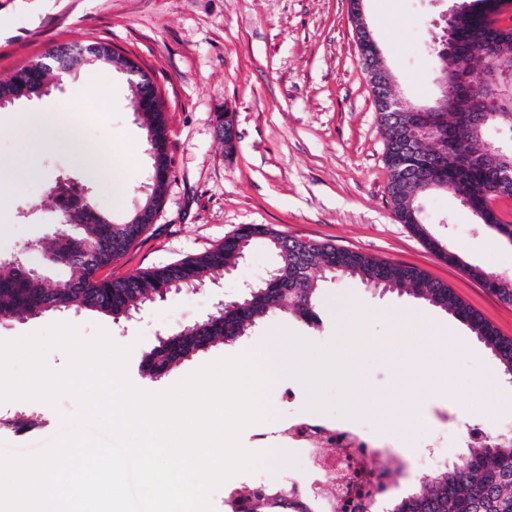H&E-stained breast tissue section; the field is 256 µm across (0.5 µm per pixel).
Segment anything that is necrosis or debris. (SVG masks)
I'll return each instance as SVG.
<instances>
[{
  "label": "necrosis or debris",
  "instance_id": "4bbe7bcc",
  "mask_svg": "<svg viewBox=\"0 0 512 512\" xmlns=\"http://www.w3.org/2000/svg\"><path fill=\"white\" fill-rule=\"evenodd\" d=\"M498 434L512 437V423L494 432L476 423L440 421L425 431L428 451L419 464L423 470H436L447 463L450 449L483 448ZM281 437L286 450L304 457L310 473L326 479L332 498L326 512H374L394 489L392 475L403 468L400 456L392 453L384 465H373L377 443L359 424L307 414L288 420Z\"/></svg>",
  "mask_w": 512,
  "mask_h": 512
}]
</instances>
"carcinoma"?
<instances>
[{
    "instance_id": "1",
    "label": "carcinoma",
    "mask_w": 512,
    "mask_h": 512,
    "mask_svg": "<svg viewBox=\"0 0 512 512\" xmlns=\"http://www.w3.org/2000/svg\"><path fill=\"white\" fill-rule=\"evenodd\" d=\"M472 13L471 20L453 29L452 39L466 46V52L454 60L462 71L473 69L472 63L482 64L480 72L493 77L501 72L502 61H512V28L504 29L496 21L486 22L479 15L480 0H462ZM357 47L368 81L383 79L385 67L375 40L357 33ZM46 64L36 62L15 71L6 91L23 99L47 87L53 71H69L80 60L90 65L108 64L118 70L130 68V61L103 44L84 47L54 48ZM435 80L446 78V62L442 46L431 49ZM134 88L133 107L147 119L146 141L150 151H158L159 163L152 164L150 194L156 207H161L169 179L171 158L168 152L167 125L161 102L145 73L131 79ZM481 119L482 125L448 109V99L438 96L433 111L423 113L422 124L434 127L438 138L410 155L403 154L401 135H414L420 125L399 126L388 112L378 113V122L385 139V165L388 171L386 192L388 204L397 221L406 225L439 258H450L446 243L431 235L424 221L421 200L425 193L417 191L418 179H401L399 170L411 175L433 171L438 189L458 195L463 190L489 204L497 200L504 164L495 163L500 156L493 140L484 138L490 125L512 128V101L503 99L491 103ZM219 133L224 145L233 152L235 145L231 127L235 116L226 109L218 115ZM67 211L68 224L80 225L79 236L62 234L49 247V254L58 265L73 271L65 284L43 285L41 276L25 272L11 262H0V315L37 316L72 309L95 312L117 321L130 317L147 302L163 300L182 288H201L217 275L237 266L258 241H265L276 256L273 267L280 270L275 280L260 282L243 299L230 301L205 319L181 330L158 338V343L146 354L143 370L159 377L203 352L217 341L231 342L273 315L292 313L308 324L320 321L317 295L324 276L349 275L359 278L372 288L405 291L417 299L452 313L466 324L477 339L499 361L503 374L512 376V339L500 334L481 314L464 303L447 284L431 278L414 265L399 263L364 254L329 242L302 240L286 236L265 224H248L224 236V240L201 254L178 261L136 271L112 280L98 277L101 268L122 256L145 232V224L114 223L99 216L86 202L71 197L62 205ZM91 242L100 247V264L84 265L75 260L79 246ZM463 270L502 302L512 304V278L486 272L464 264ZM297 483L272 484L253 497L230 495V512H239L240 503L252 502L251 512H314L309 500L299 498ZM385 512H512V439L500 437L489 448H470L456 462L427 475L416 492L390 499Z\"/></svg>"
}]
</instances>
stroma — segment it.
I'll list each match as a JSON object with an SVG mask.
<instances>
[{
	"mask_svg": "<svg viewBox=\"0 0 512 512\" xmlns=\"http://www.w3.org/2000/svg\"><path fill=\"white\" fill-rule=\"evenodd\" d=\"M451 0H363L368 29L377 41L393 89L408 103H431L439 94L429 48L441 14ZM349 0H0V77L38 61L60 44L101 42L135 61L158 88L170 140L172 171L156 221L102 276L123 278L210 250L242 224H267L304 240L330 241L376 257L407 263L448 284L503 335L512 337V305L463 270L470 264L512 277V243L475 224L449 191L429 194L424 205L434 222L430 233L447 241L460 265L438 259L387 203L384 138L371 87L349 18ZM126 74L109 67H75L57 90L31 102L0 109L6 119L19 112L59 111L82 129L77 150L97 158L102 175L89 190L95 209L120 223L144 197L151 158L144 118L135 112ZM236 116L234 152L216 133L223 109ZM70 153L48 144L21 152L12 132L0 129V180L14 178L16 163L31 177L0 205V260L41 265L48 284L67 280L69 268L43 256L60 230V210L51 190L69 169ZM273 263L265 242L215 284L183 290L145 307L130 320L84 310L0 319V340H10L62 321L83 336L105 328L113 340L132 345L129 376L148 391H161L203 364L248 352L275 331L286 329L317 345L330 343L338 319L357 307L362 335L385 336L401 321L424 317L453 329L468 345L449 357L453 397L414 389L419 417L383 420L366 416L377 441L400 451L406 466L395 496L417 490L425 474L415 467L423 429L440 414H464L471 402L485 403L479 424L492 427L512 418V384L486 392L474 389L476 370L500 366L474 334L450 313L404 294L367 288L358 278L323 282L318 325L296 317H275L229 343L204 352L154 378L142 369L158 337L179 330L234 299L244 283L262 279ZM58 408L39 402L0 404V417L30 411L32 429H0V442L17 453L33 451L59 429Z\"/></svg>",
	"mask_w": 512,
	"mask_h": 512,
	"instance_id": "1",
	"label": "stroma"
}]
</instances>
